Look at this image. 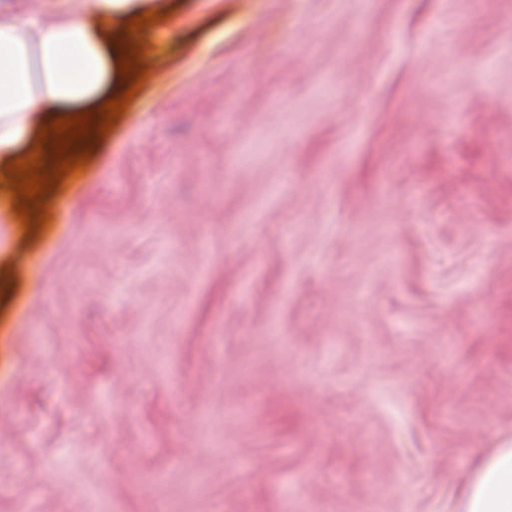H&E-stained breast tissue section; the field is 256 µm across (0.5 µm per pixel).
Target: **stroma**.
<instances>
[{"mask_svg":"<svg viewBox=\"0 0 512 512\" xmlns=\"http://www.w3.org/2000/svg\"><path fill=\"white\" fill-rule=\"evenodd\" d=\"M14 223L0 512H452L512 441V0H150Z\"/></svg>","mask_w":512,"mask_h":512,"instance_id":"35a3bbf8","label":"stroma"}]
</instances>
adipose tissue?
Returning <instances> with one entry per match:
<instances>
[{"label":"adipose tissue","instance_id":"ef3b65f1","mask_svg":"<svg viewBox=\"0 0 512 512\" xmlns=\"http://www.w3.org/2000/svg\"><path fill=\"white\" fill-rule=\"evenodd\" d=\"M55 20L36 13L0 15V161H16L39 116H74L101 106L119 79L113 19L139 12L143 0H75ZM460 512H512V443L479 456L460 497Z\"/></svg>","mask_w":512,"mask_h":512}]
</instances>
